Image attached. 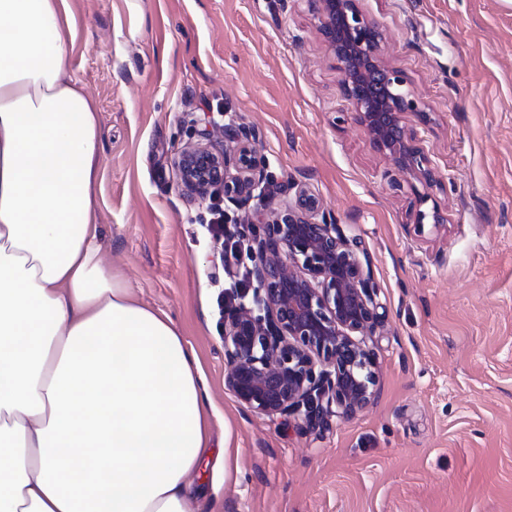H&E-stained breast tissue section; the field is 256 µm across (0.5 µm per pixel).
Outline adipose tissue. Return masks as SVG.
<instances>
[{"instance_id": "ef3b65f1", "label": "adipose tissue", "mask_w": 512, "mask_h": 512, "mask_svg": "<svg viewBox=\"0 0 512 512\" xmlns=\"http://www.w3.org/2000/svg\"><path fill=\"white\" fill-rule=\"evenodd\" d=\"M64 0H0V512H197L211 399L102 258L96 108Z\"/></svg>"}]
</instances>
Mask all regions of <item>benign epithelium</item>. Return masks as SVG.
Segmentation results:
<instances>
[{
  "mask_svg": "<svg viewBox=\"0 0 512 512\" xmlns=\"http://www.w3.org/2000/svg\"><path fill=\"white\" fill-rule=\"evenodd\" d=\"M321 33L342 75V89L372 146L403 176L430 187L435 173L423 148L407 135L409 115L419 108L404 79L383 59L382 33L358 0H319ZM234 144L230 153L213 142ZM181 186L207 196L257 201L246 226L256 286L228 302L224 314V383L237 399L267 416L301 413L307 423L351 415L367 405L376 385V353L364 337L380 323L377 290L361 239L318 219L320 200L301 188L294 201L267 207V183L251 133L231 120L214 122L175 160ZM415 230L422 236L445 223L431 196L418 195Z\"/></svg>",
  "mask_w": 512,
  "mask_h": 512,
  "instance_id": "1",
  "label": "benign epithelium"
}]
</instances>
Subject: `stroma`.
<instances>
[{"mask_svg":"<svg viewBox=\"0 0 512 512\" xmlns=\"http://www.w3.org/2000/svg\"><path fill=\"white\" fill-rule=\"evenodd\" d=\"M431 121L446 226L414 232L417 181L369 142L320 32L317 0H65L68 68L101 128L104 255L198 358L230 476L192 478L202 512H512V0H359ZM232 115L253 133L272 205L301 184L359 235L378 287V392L351 416L250 410L224 384L217 298L239 266L207 229L216 191L184 193L174 161Z\"/></svg>","mask_w":512,"mask_h":512,"instance_id":"35a3bbf8","label":"stroma"}]
</instances>
